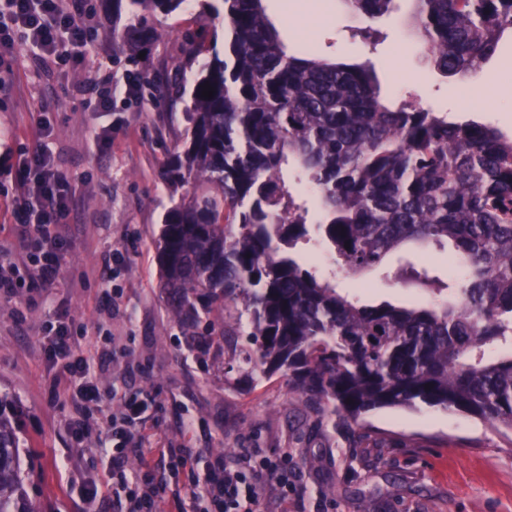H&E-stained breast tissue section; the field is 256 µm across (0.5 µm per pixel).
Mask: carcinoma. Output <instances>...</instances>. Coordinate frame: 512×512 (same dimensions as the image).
<instances>
[{
  "label": "carcinoma",
  "mask_w": 512,
  "mask_h": 512,
  "mask_svg": "<svg viewBox=\"0 0 512 512\" xmlns=\"http://www.w3.org/2000/svg\"><path fill=\"white\" fill-rule=\"evenodd\" d=\"M188 2L128 0L129 24L96 28L92 40L133 59L160 37L148 17ZM196 2L222 19L224 54L203 38L186 49L198 74L183 145L165 165L178 202L157 242L175 316L193 326L202 313L242 305L247 362L284 372L339 425L424 404L511 432L512 138L388 105L366 64L289 53L263 0ZM343 2L373 20L394 0ZM413 2L408 25L447 77L478 78L512 36V0ZM290 166L315 185L320 220L288 185ZM312 239L353 275L407 246L449 245L465 270L443 280L409 265L395 278L435 303L363 304L297 250ZM19 417L0 399V512H37L19 462Z\"/></svg>",
  "instance_id": "carcinoma-1"
}]
</instances>
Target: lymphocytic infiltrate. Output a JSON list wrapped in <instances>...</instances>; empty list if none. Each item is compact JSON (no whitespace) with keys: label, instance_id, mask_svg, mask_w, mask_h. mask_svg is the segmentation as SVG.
Returning <instances> with one entry per match:
<instances>
[{"label":"lymphocytic infiltrate","instance_id":"f902f5d3","mask_svg":"<svg viewBox=\"0 0 512 512\" xmlns=\"http://www.w3.org/2000/svg\"><path fill=\"white\" fill-rule=\"evenodd\" d=\"M89 0H0V58L26 46L46 63L81 62L80 47L90 40ZM94 109L108 112L114 96L140 101L142 79L136 74L114 80L111 72L96 73ZM24 188L12 207L15 225L24 241L33 243L22 262L24 277L50 286L62 274L72 226L76 192L71 178L60 169L45 145L28 152L18 173ZM20 276V277H23ZM20 277L0 274V294L13 293ZM43 353L50 364H62L57 383L63 391H76L83 403L103 399L98 386L87 380V362H69L76 341L69 323L49 322L42 326ZM124 413L101 440V452L110 459L112 504L116 512H258L267 500L270 486L288 490V473L265 457L259 449L245 450L230 464L215 459L205 484L188 476L187 495H168L157 483L153 471L158 462L168 461L172 470L185 468L187 454L182 448L163 445L145 449L147 434L139 424L144 407L135 395L123 397Z\"/></svg>","mask_w":512,"mask_h":512}]
</instances>
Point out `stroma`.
Returning a JSON list of instances; mask_svg holds the SVG:
<instances>
[{
	"instance_id": "obj_1",
	"label": "stroma",
	"mask_w": 512,
	"mask_h": 512,
	"mask_svg": "<svg viewBox=\"0 0 512 512\" xmlns=\"http://www.w3.org/2000/svg\"><path fill=\"white\" fill-rule=\"evenodd\" d=\"M263 6L289 52L370 63L389 101L512 136V39H503L484 64L478 82L492 95L480 98L413 49L409 0H395L393 12L371 22L344 0H263ZM154 23L161 36L137 65L95 44L87 64L62 70L21 49V69L11 88L0 91V254L13 260L22 252L3 193L13 188L39 120L47 121V145L76 185L71 256L58 282L47 292L24 287L0 296V396L24 411L19 454L39 512H85L79 494L91 482L100 486L96 512H112L104 485L110 463L98 453L97 437L111 426L117 397L126 392L143 400L154 437L197 449L199 476L215 456L247 448L284 464L295 489L284 500L269 494L271 512H512L511 432L424 405L376 410L355 429L332 426L324 406L289 391L287 376L245 363L249 344L234 324L237 308L212 315L206 329L175 317L156 240L172 205L162 167L185 127L175 88L192 86L197 73L181 45L199 33L223 41L224 29L210 16L183 11ZM367 26L380 31L377 44L359 36ZM106 60L114 76L133 69L144 76L141 104L93 111L91 79ZM106 125L112 144L100 149L93 136ZM109 254L120 273L106 289L102 259ZM336 284L371 304L421 299L419 289L381 273L341 272ZM59 314L73 322L81 337L75 353L96 366L106 393L103 403L85 410L80 439L69 430L75 410L57 387L38 336L39 326Z\"/></svg>"
}]
</instances>
